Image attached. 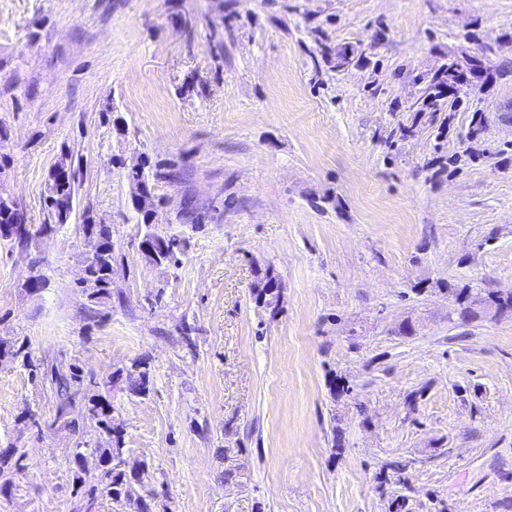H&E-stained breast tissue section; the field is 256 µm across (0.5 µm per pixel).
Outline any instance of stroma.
<instances>
[{"label":"stroma","mask_w":512,"mask_h":512,"mask_svg":"<svg viewBox=\"0 0 512 512\" xmlns=\"http://www.w3.org/2000/svg\"><path fill=\"white\" fill-rule=\"evenodd\" d=\"M472 57L482 79L419 111ZM0 130L36 230L0 243L25 351L0 358V512H512V312L459 326L448 292L512 290V0H0ZM66 148L77 209L43 233ZM141 159L175 174L153 192L178 263L139 251ZM74 370L65 405L50 375ZM115 431L142 472L89 494ZM453 65V63H452ZM452 65L443 66L432 78L430 81V86L427 88L425 95L420 101L421 111H429V112H440L443 107L446 105L443 100L442 89L448 88V84L451 81H454L456 86H452L454 89L452 92H459L462 87L466 84L461 83L457 78L453 79V75L449 72V69ZM91 239L94 255L99 258V264L94 270H90L94 263V255L90 254L86 259L84 273L89 271L88 286L89 299L94 304H105L112 298V234L107 224H85Z\"/></svg>","instance_id":"1"}]
</instances>
